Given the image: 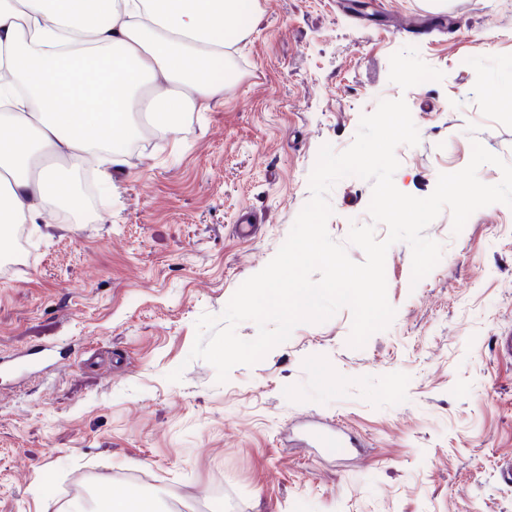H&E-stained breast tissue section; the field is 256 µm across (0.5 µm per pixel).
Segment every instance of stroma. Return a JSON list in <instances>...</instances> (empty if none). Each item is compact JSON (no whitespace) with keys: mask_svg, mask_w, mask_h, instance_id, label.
Segmentation results:
<instances>
[{"mask_svg":"<svg viewBox=\"0 0 512 512\" xmlns=\"http://www.w3.org/2000/svg\"><path fill=\"white\" fill-rule=\"evenodd\" d=\"M226 59L224 97L178 118L177 137L127 144L76 223L44 213L25 270L0 274V355L55 346L39 376L0 375V512L90 506L108 484L160 495L166 512H512V208L450 211L412 282L390 247L396 315L364 347L352 313L296 326L224 383L189 360L202 314H221L262 270L310 198L322 145L404 99L417 145L394 182L423 198L463 169L473 141L512 163V0H259ZM372 185L329 194V235L371 223ZM181 381H168L175 369ZM340 424L347 455L308 446L305 421Z\"/></svg>","mask_w":512,"mask_h":512,"instance_id":"obj_1","label":"stroma"}]
</instances>
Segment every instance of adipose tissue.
<instances>
[{
    "instance_id": "adipose-tissue-1",
    "label": "adipose tissue",
    "mask_w": 512,
    "mask_h": 512,
    "mask_svg": "<svg viewBox=\"0 0 512 512\" xmlns=\"http://www.w3.org/2000/svg\"><path fill=\"white\" fill-rule=\"evenodd\" d=\"M256 0H0V241L47 210L78 214L66 160L224 95L212 65ZM108 150V149H107ZM92 512H158L135 486L100 489Z\"/></svg>"
}]
</instances>
